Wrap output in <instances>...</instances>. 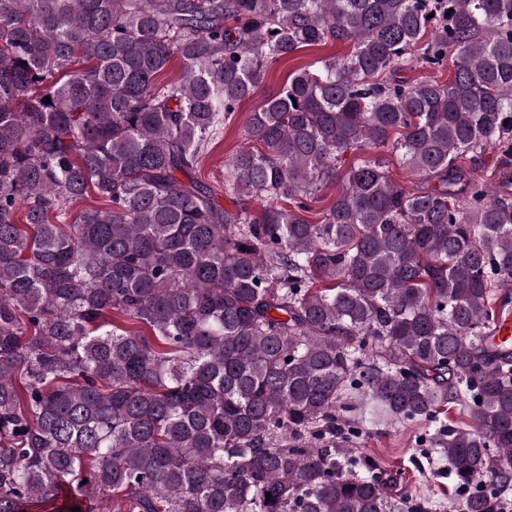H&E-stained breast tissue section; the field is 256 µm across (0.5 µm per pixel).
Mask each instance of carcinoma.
Returning <instances> with one entry per match:
<instances>
[{
  "label": "carcinoma",
  "instance_id": "cac0c4a2",
  "mask_svg": "<svg viewBox=\"0 0 512 512\" xmlns=\"http://www.w3.org/2000/svg\"><path fill=\"white\" fill-rule=\"evenodd\" d=\"M329 41L252 113L224 209L194 177L217 126ZM491 145L512 164V0H0V512H418L346 455L396 422L432 428L456 512H493L512 192L464 165ZM451 61L448 59L444 62L442 68H430L419 64L413 65L409 70L402 72L400 75L405 76L409 82H419L421 80H436L441 84L448 82L450 77ZM386 158L389 162L387 168L389 177L396 185L405 189H414L425 184L423 177L417 176L406 167H403L396 156L389 154ZM341 189V183L328 184L319 193V200L312 204V210L305 213V218L310 222H317L322 216V212L328 208L332 201L336 198V194Z\"/></svg>",
  "mask_w": 512,
  "mask_h": 512
}]
</instances>
